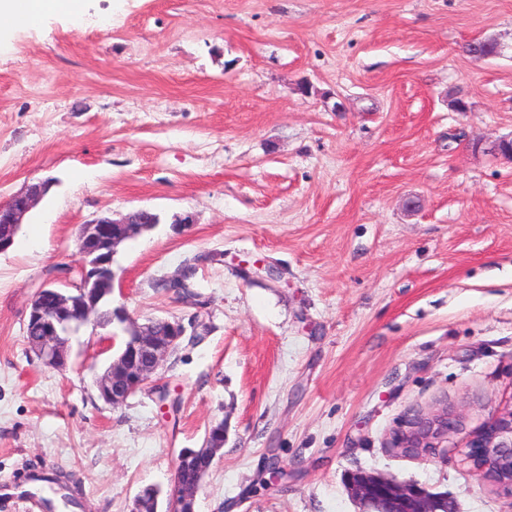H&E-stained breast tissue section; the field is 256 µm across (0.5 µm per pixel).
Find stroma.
Listing matches in <instances>:
<instances>
[{
  "label": "stroma",
  "mask_w": 512,
  "mask_h": 512,
  "mask_svg": "<svg viewBox=\"0 0 512 512\" xmlns=\"http://www.w3.org/2000/svg\"><path fill=\"white\" fill-rule=\"evenodd\" d=\"M487 36L500 57L467 52ZM510 135L512 0H86L13 32L0 204L53 185L0 254V487L50 466L82 512H133L220 423L196 512H361L356 469L512 512L463 460L512 404V161L487 151ZM137 208L160 222L118 246L112 304L185 334L115 407L122 324L72 333L63 370L26 324L80 225ZM445 406L447 447L390 448Z\"/></svg>",
  "instance_id": "35a3bbf8"
}]
</instances>
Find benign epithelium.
Listing matches in <instances>:
<instances>
[{
	"label": "benign epithelium",
	"mask_w": 512,
	"mask_h": 512,
	"mask_svg": "<svg viewBox=\"0 0 512 512\" xmlns=\"http://www.w3.org/2000/svg\"><path fill=\"white\" fill-rule=\"evenodd\" d=\"M48 184V180L30 183L1 204L0 224H23L35 203L46 194ZM142 213L144 210L138 209L118 220L98 216L80 225L77 242L83 262L79 276L74 278L70 271L60 269L55 280L66 289L45 284L31 298L28 325L33 338L29 347L46 366L58 370L66 366L67 336L98 313L102 299L112 296V259L117 246L152 228L143 223L133 226L136 216ZM183 335L180 323L166 319L150 320L127 330L121 353L97 381L99 396L112 406L123 404L147 383L149 375L174 351ZM458 427L456 415L444 407L410 419L395 434L392 445L405 455L419 456L448 447V435ZM223 446L221 424L211 432L204 447L181 450L188 458L205 456L207 465L192 484L175 479L168 512H181L184 504L196 501L198 488ZM465 461L498 488L512 493V405L466 434ZM349 490L368 512H456L448 498L431 494L417 483H398L382 475L360 471L354 474Z\"/></svg>",
	"instance_id": "7a95c632"
}]
</instances>
